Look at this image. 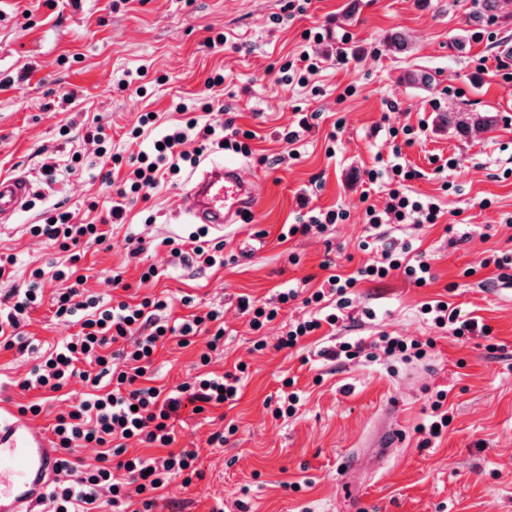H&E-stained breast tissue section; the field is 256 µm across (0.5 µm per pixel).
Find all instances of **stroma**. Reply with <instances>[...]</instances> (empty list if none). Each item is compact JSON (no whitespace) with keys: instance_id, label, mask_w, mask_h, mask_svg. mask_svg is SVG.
<instances>
[{"instance_id":"obj_1","label":"stroma","mask_w":512,"mask_h":512,"mask_svg":"<svg viewBox=\"0 0 512 512\" xmlns=\"http://www.w3.org/2000/svg\"><path fill=\"white\" fill-rule=\"evenodd\" d=\"M286 2L0 0V176L26 174L34 192L15 223L0 226V254L16 258L12 277L0 278V298L22 287L33 268L67 259L32 236L30 225L58 205L87 223L106 214L113 190L101 182L85 120L98 118L113 152L124 154L140 113H158L164 130L184 119L177 103L194 112L208 102L222 107L236 127L256 134L251 155L237 160L259 191L250 218L207 235L223 244L226 263L208 268L163 244L200 230L179 215L186 171L129 205L109 247L86 245L77 264L90 291L106 299L116 294L118 274L131 295L169 297L170 318L188 315L187 296L198 311L223 309L224 346L208 369L222 374L248 366L234 407L197 413L186 406L173 416L174 446L198 449L200 475L188 485L172 481L152 512H212L219 504L224 512H512V288L481 266L512 237L505 223L512 216V81L498 69L512 61V6L503 2L490 15L496 37L489 41L474 37L473 0H313L291 19L282 16ZM315 27L326 38L312 46L303 34ZM393 32L406 35V50L390 44ZM219 34L224 46L207 47V38ZM309 47L322 59L320 73L304 87L282 82L281 66ZM409 71L434 81L411 84L404 78ZM215 72L224 83L211 89L206 79ZM452 109L489 111L498 121L463 136L447 124ZM300 111L312 115L314 127L293 160L283 135ZM340 117L345 131L334 148L327 136ZM390 125L423 128L402 149L422 173L410 189L436 198L444 215L434 226H399L397 234L429 254L433 281L420 288L395 271L361 282L350 319L305 338L301 349H276L278 337L307 314L304 297L329 272L347 275L372 260L359 242L365 207L381 195L368 189L365 172L391 154ZM76 154L84 164L79 171L70 168ZM304 197L313 207L344 208L349 218L322 234L280 241ZM134 238L144 246L137 256L130 253ZM150 265L159 277L141 283ZM288 286L298 299L252 330L239 299L262 304ZM56 287L46 281V298L24 328L38 351L0 349V406L16 412L43 400L34 422L46 431L85 392L74 381L44 400L17 386L39 363L40 349L77 331L53 317L49 296ZM432 300L488 325L491 335L459 338L432 326L421 313ZM365 308L376 311L375 320L362 317ZM383 332L435 346L412 362L380 354L342 363L319 355L336 340L367 345ZM259 338L267 347L256 352ZM206 342L203 334L187 347L168 342L153 365L156 385L190 381ZM286 379L302 404L295 416L277 419L265 402ZM440 390L451 423L440 442L427 445L418 428ZM230 424L236 431L224 445L211 444Z\"/></svg>"}]
</instances>
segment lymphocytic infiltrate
Segmentation results:
<instances>
[{
  "instance_id": "lymphocytic-infiltrate-1",
  "label": "lymphocytic infiltrate",
  "mask_w": 512,
  "mask_h": 512,
  "mask_svg": "<svg viewBox=\"0 0 512 512\" xmlns=\"http://www.w3.org/2000/svg\"><path fill=\"white\" fill-rule=\"evenodd\" d=\"M154 124L149 113H142L138 126L129 133L128 139L138 144V151L124 156L104 147L100 152L104 163L129 168L112 197L107 223H123L129 204L147 198L165 177L194 165L208 147L224 144L236 153L251 151L229 118L202 125L191 116L183 125L161 133L156 141L141 144L145 130ZM410 172L398 147L387 161L368 170L370 187L386 191L383 206L366 208L368 239H380L391 224L438 223L440 205L434 198L411 193ZM30 232L57 245L74 261L79 259L82 245L107 241L99 225L83 223L76 212L67 210L53 212L45 223L31 225ZM431 269L427 255L415 252L412 244L405 242L389 246L379 260L350 275H329L322 288L307 299L314 305V313L281 336L278 348H296L322 325L342 322L350 306V290L357 283L381 280L400 270L414 285L423 287L432 279ZM44 276L43 269H34L25 288L0 301L1 348L31 349V342L24 340L19 329L42 303ZM53 277L61 283L52 297L54 316L75 325L77 331L36 365L19 387L58 392L72 379H81L87 387L85 397L56 416L52 434L57 448L64 452L90 447L100 451L97 465L85 472L65 456L59 459V477L48 489L54 512H149L171 480L179 477L188 484L196 472L197 449L173 447L171 417L186 402L202 410L234 403L239 397L241 374L218 375L207 370L212 351L224 341L223 314L211 309L173 321L166 313L167 299L147 296L135 304L114 303L90 293L85 276L72 268L55 270ZM203 331L209 335L198 361L203 374L169 391L153 385L150 369L159 348L173 339L190 345ZM147 448H161L165 454L144 456ZM116 467L127 472L136 485L135 493H128L127 484L113 482Z\"/></svg>"
}]
</instances>
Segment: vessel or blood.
<instances>
[{
	"mask_svg": "<svg viewBox=\"0 0 512 512\" xmlns=\"http://www.w3.org/2000/svg\"><path fill=\"white\" fill-rule=\"evenodd\" d=\"M33 188L25 175L0 177V224L12 223ZM258 196L234 162L204 168L182 199L183 213L193 224L223 231L253 210ZM60 456L49 436L26 417L0 409V512H36L56 476Z\"/></svg>",
	"mask_w": 512,
	"mask_h": 512,
	"instance_id": "b4317fda",
	"label": "vessel or blood"
}]
</instances>
